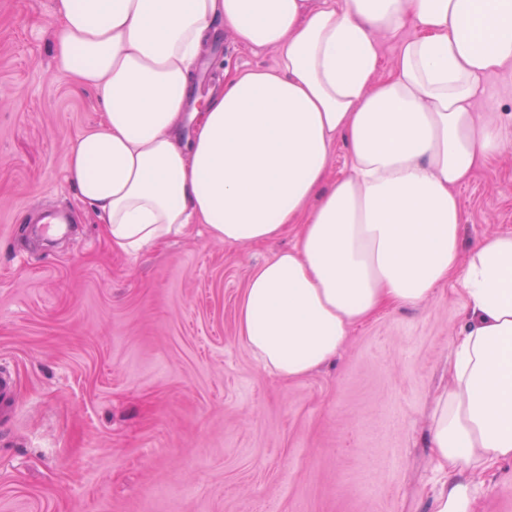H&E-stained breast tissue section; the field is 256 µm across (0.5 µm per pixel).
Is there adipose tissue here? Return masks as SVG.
<instances>
[{
	"label": "adipose tissue",
	"mask_w": 512,
	"mask_h": 512,
	"mask_svg": "<svg viewBox=\"0 0 512 512\" xmlns=\"http://www.w3.org/2000/svg\"><path fill=\"white\" fill-rule=\"evenodd\" d=\"M53 17L57 64L103 107L66 177L113 250L199 224L242 247L296 230L250 272L237 309L270 373L304 378L354 325L458 279L469 322L429 417L443 474L432 512H475L469 473L512 462V230L462 251L456 190L504 146L496 113L474 105L512 64V0H54ZM408 26L381 73L379 34ZM222 28L278 63L225 72L190 110ZM340 142L348 172L332 180Z\"/></svg>",
	"instance_id": "1"
}]
</instances>
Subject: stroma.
Returning <instances> with one entry per match:
<instances>
[{
  "mask_svg": "<svg viewBox=\"0 0 512 512\" xmlns=\"http://www.w3.org/2000/svg\"><path fill=\"white\" fill-rule=\"evenodd\" d=\"M53 0H0V512H432L429 413L466 320L449 281L356 327L309 376L269 374L239 337L260 247L191 232L113 252L66 181L69 143L101 119L57 67ZM277 64L227 32L193 87ZM504 149L459 190L462 249L512 229V65L484 80ZM72 223L48 229L44 215ZM477 512H512V464L477 479Z\"/></svg>",
  "mask_w": 512,
  "mask_h": 512,
  "instance_id": "35a3bbf8",
  "label": "stroma"
}]
</instances>
